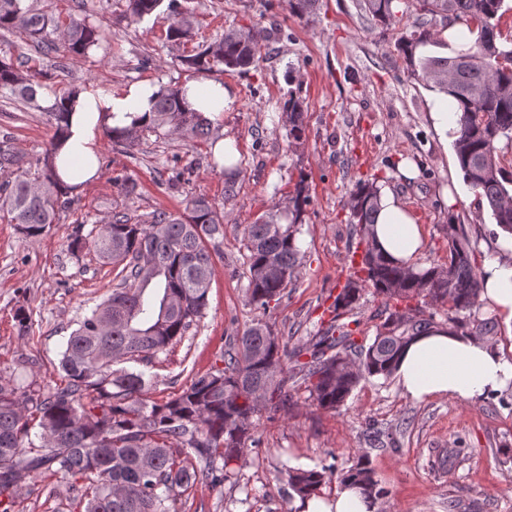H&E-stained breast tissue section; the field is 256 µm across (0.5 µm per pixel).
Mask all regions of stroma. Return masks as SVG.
Returning a JSON list of instances; mask_svg holds the SVG:
<instances>
[{
	"label": "stroma",
	"mask_w": 512,
	"mask_h": 512,
	"mask_svg": "<svg viewBox=\"0 0 512 512\" xmlns=\"http://www.w3.org/2000/svg\"><path fill=\"white\" fill-rule=\"evenodd\" d=\"M49 20L70 18L99 26L103 39L89 56L43 55L23 30L7 33L0 50L27 58L42 70L41 96L71 84H95L121 93L149 81L170 88L192 79L182 64L194 48L226 29L252 27L263 34L255 63L246 71L210 73L235 93L215 125L218 138L238 154L234 194L225 197V176L213 168L210 142L148 133L125 149L102 138L100 175L70 193L59 223L37 236L0 220V375L24 385L60 384L61 345L76 323L110 294L116 268L92 248L71 252L74 232L89 236L122 214L145 221L157 211L183 212L187 199L203 195L224 213V235L213 257L204 316L182 339L155 357L136 362L145 372L147 399L161 402L191 380L221 365L233 336L263 318L289 343L314 335L323 307L344 282L342 271L360 248L345 206L358 181L376 180L399 197L424 229L419 267L444 263L449 221L466 225L472 263L482 268L498 255L503 232L485 199L462 179L454 135L433 115L443 101L406 69L397 40L405 23L377 24L361 0H320L315 14L300 19L287 0H178L195 21V37L168 40L167 9L133 21L126 0H29ZM304 102L301 140L288 136L289 92ZM0 131L10 133L27 160L42 156L54 132L45 108L0 98ZM198 167L179 191L168 188L174 169ZM129 177L136 194L116 185ZM307 202L296 235L300 249L294 278L260 314L246 298V249L242 229L273 204H287L297 183ZM30 314L20 326L18 309ZM287 409L257 418V449L233 466L223 486L197 484L180 490L178 512H292L281 474L289 467L331 466L342 471L368 455L385 512H512V390L477 405L454 398L416 401L395 378L362 381L346 404L324 410L299 379L287 378ZM389 437L371 447L369 435ZM73 494L69 484L45 473L19 491L18 512H53Z\"/></svg>",
	"instance_id": "35a3bbf8"
}]
</instances>
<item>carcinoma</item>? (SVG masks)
I'll use <instances>...</instances> for the list:
<instances>
[{"label":"carcinoma","mask_w":512,"mask_h":512,"mask_svg":"<svg viewBox=\"0 0 512 512\" xmlns=\"http://www.w3.org/2000/svg\"><path fill=\"white\" fill-rule=\"evenodd\" d=\"M127 12L140 22L154 15L163 0H126ZM319 0H288L290 12L309 16ZM507 0H405V14L416 16L410 34L398 48L411 74L454 100L457 129L453 148L464 182L485 198L495 224L512 234V170L499 161L498 144L512 143V46L500 41L499 24L511 10ZM382 24L399 13L398 0H363ZM441 17L465 25L474 41L452 56L431 55L427 46L445 42L423 29V17ZM23 30L46 53L59 51L47 31L48 19L26 0H0V31ZM190 16L172 11L168 38H192ZM97 27L72 19L60 32L64 52L86 57L100 44ZM255 28L231 29L224 36L182 58L198 73L243 70L260 49ZM12 56H0V89L28 103L37 100L41 84ZM289 136L301 139L303 105L289 94ZM213 123L186 109L179 90L165 89L153 102L151 117L108 133L115 145L131 146L140 131L157 136L209 139ZM54 147L36 159L41 174L29 177L28 161L9 140L0 142V168L15 172L0 185V218L27 236L57 223L67 204L56 174ZM381 191L377 181L356 185L345 206L357 221L364 244L359 271L334 297V316L316 335L293 347L261 320L233 338L223 366L198 375L175 397L159 404L142 398L144 373L124 363L147 360L182 338L204 315L212 277V253L224 234V215L204 196L188 200L178 216L158 211L142 224L117 219L100 225L92 240L98 258L119 268L112 292L77 322L66 337L59 368L66 384L45 392L0 376V512H17L19 480L50 472L76 491L78 512H177L176 491L196 484L220 487L233 474L232 464L256 444L254 417L288 408L283 375H298L316 405L343 406L361 381L387 379L402 350L415 338L447 326L464 335L495 334L491 321L461 317L479 306L480 273L471 263L466 226L448 223V261L428 268L401 267L376 248L369 226L376 223ZM305 187L298 184L283 207L274 204L243 228L248 301L267 312L294 277L299 249ZM381 298L388 316L370 343H359L353 330L336 321L352 310L362 288ZM418 299L413 308L408 301ZM444 320L439 321L436 315ZM328 468H291L285 472L288 500L319 493ZM337 480L358 487L373 500L378 487L368 457L362 456Z\"/></svg>","instance_id":"cac0c4a2"}]
</instances>
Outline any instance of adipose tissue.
<instances>
[{"label":"adipose tissue","instance_id":"adipose-tissue-1","mask_svg":"<svg viewBox=\"0 0 512 512\" xmlns=\"http://www.w3.org/2000/svg\"><path fill=\"white\" fill-rule=\"evenodd\" d=\"M159 90V85L148 82L132 85L120 95L101 87L84 89L70 110L64 136L54 154L61 183L76 191L96 180L101 134L149 116L151 100ZM180 94L185 107L211 120L231 103L228 91L218 81H187L181 85ZM372 231L376 243L394 262L405 267L415 265L424 231L394 194H381ZM481 286V300L493 306L503 322L512 324V260L491 258L481 271ZM393 376L404 395L415 400L454 397L480 403L512 388V359L488 341L437 330L406 347ZM380 509L379 502L344 485L338 486L333 495L313 496L300 505V512Z\"/></svg>","mask_w":512,"mask_h":512}]
</instances>
